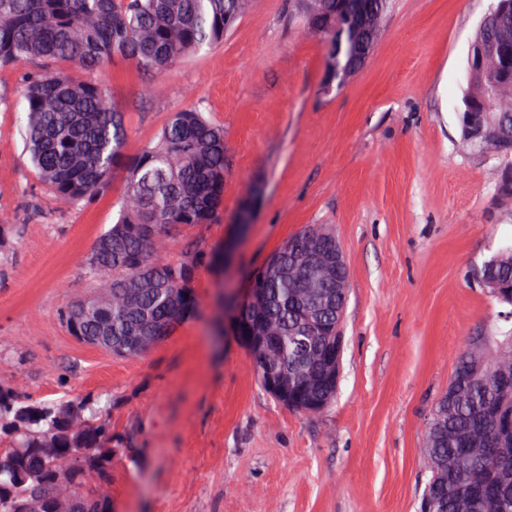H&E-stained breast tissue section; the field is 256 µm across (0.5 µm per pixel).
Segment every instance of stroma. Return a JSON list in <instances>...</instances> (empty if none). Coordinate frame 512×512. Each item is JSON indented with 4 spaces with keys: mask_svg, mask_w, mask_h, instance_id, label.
<instances>
[{
    "mask_svg": "<svg viewBox=\"0 0 512 512\" xmlns=\"http://www.w3.org/2000/svg\"><path fill=\"white\" fill-rule=\"evenodd\" d=\"M496 3L390 0L370 59L331 92L326 45L294 0H255L223 44L173 68L163 96L131 63L94 73L125 115L127 154L196 105L232 145L223 214L170 253L228 243L232 260L198 272L195 313L140 356L79 342L59 319L88 292L84 262L124 177L56 210L24 152L20 73L0 68V212L19 224L0 262V386L111 397L112 430L131 445L112 459L106 512H418L432 406L503 309L475 273L512 242V205L496 194L505 160L465 146L458 119L470 44ZM309 224L333 231L349 271L336 397L314 415L261 387L224 309Z\"/></svg>",
    "mask_w": 512,
    "mask_h": 512,
    "instance_id": "35a3bbf8",
    "label": "stroma"
}]
</instances>
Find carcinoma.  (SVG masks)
<instances>
[{
  "instance_id": "cac0c4a2",
  "label": "carcinoma",
  "mask_w": 512,
  "mask_h": 512,
  "mask_svg": "<svg viewBox=\"0 0 512 512\" xmlns=\"http://www.w3.org/2000/svg\"><path fill=\"white\" fill-rule=\"evenodd\" d=\"M338 0L301 7L307 30L332 38ZM482 18L471 44L468 88L459 125L469 119L512 148V0ZM253 0H0V62L25 67L21 132L30 171L63 209H79L106 195L112 175L124 174L115 222L86 258L91 302L112 298V355L138 356L170 336L194 313L197 273L224 263V248L192 242L180 259L170 245L191 226L212 224L224 207L231 145L224 129L198 107L171 112L154 139L128 156L123 114L108 87L83 79L115 59L127 60L161 87L185 59L224 42V19L239 20ZM336 251V237L312 224L288 238L257 271L254 297L239 309L237 337L260 383L269 370L288 378V409L318 414L330 407L337 385L313 373L336 337V305L312 316L309 291L288 273V246ZM489 289L512 307V244L493 256ZM66 304L60 319L78 337L95 328L92 313ZM512 364V310L480 344L464 351L449 381L454 399L440 395L426 432L425 466L431 477L420 512H512V437L487 453L486 438L512 425V389L497 374ZM125 447L112 433L100 398L38 401L0 388V512H62L61 494L75 496L73 512H105L112 456Z\"/></svg>"
}]
</instances>
